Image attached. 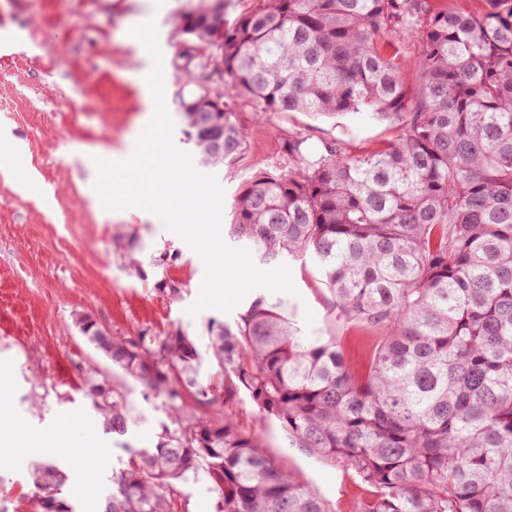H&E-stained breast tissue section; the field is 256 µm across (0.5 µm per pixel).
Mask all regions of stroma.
I'll use <instances>...</instances> for the list:
<instances>
[{"label":"stroma","mask_w":512,"mask_h":512,"mask_svg":"<svg viewBox=\"0 0 512 512\" xmlns=\"http://www.w3.org/2000/svg\"><path fill=\"white\" fill-rule=\"evenodd\" d=\"M207 0H0V512H34L30 471L45 460L68 474L60 493L73 512H100L112 472L132 448L155 447L175 423L162 398L123 383L130 421L109 434L84 395L87 376L112 378V363L81 332L87 314L115 336L182 331L201 354L200 379L221 387L224 369L209 348L212 323H235L248 309L194 311L205 276L201 257L156 216L142 209H105L93 188L90 157H122L151 117L136 72L151 68L131 27L155 20L163 53L166 101L185 85L176 68L175 25ZM247 150L234 161L201 166L216 176L223 203L281 153L285 132L302 130L312 145L341 140L372 149L387 138L386 123L365 114L334 119L291 112L256 121L238 107ZM288 310L306 336H333L355 370L369 361L375 333L336 315L313 260L289 261ZM174 290L158 288L160 280ZM232 411L261 437L266 451L314 489L329 512H351L368 487L343 465L299 448L279 421L247 392Z\"/></svg>","instance_id":"stroma-1"}]
</instances>
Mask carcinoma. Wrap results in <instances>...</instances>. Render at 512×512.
Returning <instances> with one entry per match:
<instances>
[{"mask_svg": "<svg viewBox=\"0 0 512 512\" xmlns=\"http://www.w3.org/2000/svg\"><path fill=\"white\" fill-rule=\"evenodd\" d=\"M480 2L254 0L231 27L204 14L179 22L207 48L186 56L194 91L176 102L204 165L245 153L241 102L261 117L387 123L392 136L370 151L339 140L312 151L304 133L283 135L229 224L268 264L312 255L338 316L378 341L355 372L335 339L300 335L283 301L259 297L212 332L224 366L214 389L182 332L99 336L80 321L177 424L112 471L102 512H176L175 485L201 469L216 512H329L238 425L242 390L299 447L354 471L370 487L364 512H512V0ZM84 392L107 431L126 432L118 382L90 377ZM31 477L35 512H71L58 465Z\"/></svg>", "mask_w": 512, "mask_h": 512, "instance_id": "cac0c4a2", "label": "carcinoma"}]
</instances>
